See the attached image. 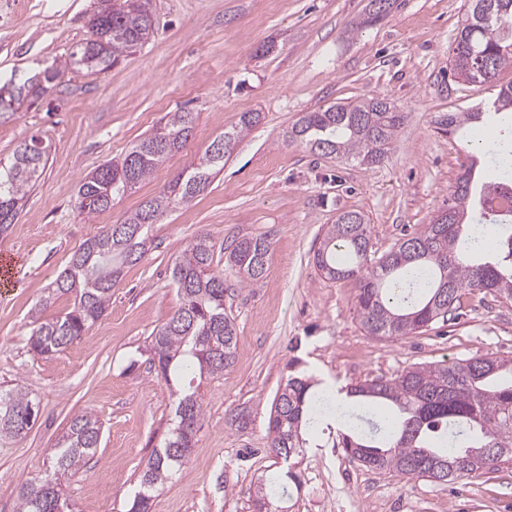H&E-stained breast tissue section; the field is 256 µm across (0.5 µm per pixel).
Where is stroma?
Masks as SVG:
<instances>
[{"mask_svg": "<svg viewBox=\"0 0 512 512\" xmlns=\"http://www.w3.org/2000/svg\"><path fill=\"white\" fill-rule=\"evenodd\" d=\"M95 0H0V80L63 65L87 36ZM369 0H149L154 33L105 73L69 72L42 98L0 122V159L31 137L48 147L43 175L16 224L0 235V388L40 402L26 435L0 439V512H16L19 488L51 476L53 450L78 412L103 435L64 494L74 512H128L148 458L175 421L174 385L151 363V334L181 304L173 266L199 231L215 244L224 312L237 331L234 365L199 381L203 411L189 460L150 501V512H254L260 479L282 462L268 449V419L288 378L321 385L392 378L418 364L493 355L512 359V302L466 289L448 322L397 339L364 331L352 281L314 265L325 229L345 211L364 215L376 254L429 223L453 194L467 155L436 120L473 112L496 89L457 81L450 45L467 0H392L366 22ZM380 95L407 120L382 164L366 166L287 143L304 112ZM194 116L186 146L112 209L75 207L79 183L151 134L168 112ZM245 134L207 190L154 225L141 259L126 266L105 315L63 352L30 351L31 312L70 255L103 226L170 184L234 127ZM269 236L262 282L238 283L225 249L240 236ZM247 411L240 430L232 413ZM320 428L314 447L291 461L297 475L271 512H512V463L438 485L375 472L350 460Z\"/></svg>", "mask_w": 512, "mask_h": 512, "instance_id": "stroma-1", "label": "stroma"}]
</instances>
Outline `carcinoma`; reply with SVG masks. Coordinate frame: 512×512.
<instances>
[{"instance_id": "cac0c4a2", "label": "carcinoma", "mask_w": 512, "mask_h": 512, "mask_svg": "<svg viewBox=\"0 0 512 512\" xmlns=\"http://www.w3.org/2000/svg\"><path fill=\"white\" fill-rule=\"evenodd\" d=\"M89 37L69 53L64 68L44 76L0 84V121L27 98L55 87L63 69L103 73L151 36L152 15L144 0H97L87 21ZM512 67V0H468L465 19L452 42L451 69L464 82L492 85ZM407 118L384 97L336 103L304 112L286 132L288 140L312 152L379 165ZM261 120L243 113L237 125L215 138L190 168L141 204L123 223L110 224L72 253L33 315L28 338L39 355L64 351L87 326L102 317L121 267L137 262L153 225L177 202L204 192L224 169L237 141ZM193 113L169 112L154 132L121 158L87 174L77 191L80 213L96 215L145 181L169 155L184 147ZM489 121L496 134L485 142L482 158H471L463 182L441 210L447 222L432 218L415 233L375 257L368 224L358 212H344L328 225L314 253L316 268L329 280H352L365 332L396 338L422 332L448 312L465 288H480L512 301V214L484 210L495 180L476 177L487 165L499 178L512 174V82L499 88L488 112H448L440 129L471 146L470 126ZM39 138L20 145L9 164L0 166V234L16 223L22 201L40 179L47 154L35 148ZM215 244L201 232L184 248L172 269L181 305L152 336V350L167 382H176L177 424L143 469L141 489L131 512L149 508L151 492L181 467V448L194 436L202 413L201 399L184 381L193 374H222L237 354L234 322L224 315V276L211 272ZM271 244L264 236L233 242L227 262L239 282L254 287L263 278ZM73 296L69 311L52 318L42 314L64 296ZM333 402L312 380L291 378L274 401L268 421V448L289 461L310 444V435L327 417L342 424L339 445L352 459L373 470L410 479L450 483L512 461V360L472 357L445 365L413 366L391 379L377 378L346 389ZM40 403L20 388L0 392V437H20L32 427L31 411ZM102 438V426L90 413L74 415L53 454V477L24 482L16 512H72L61 492L60 478L77 473ZM289 473H274L257 485L255 508L286 490Z\"/></svg>"}]
</instances>
